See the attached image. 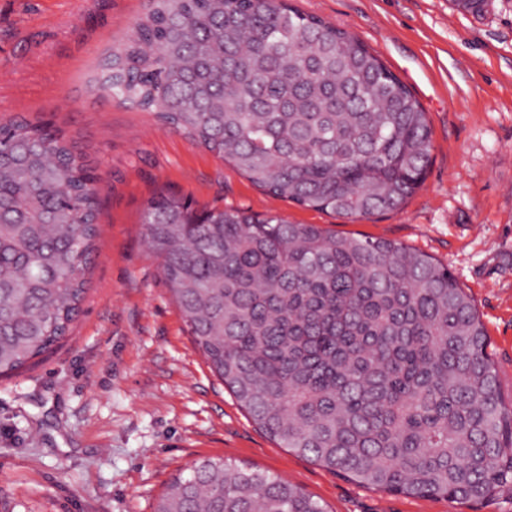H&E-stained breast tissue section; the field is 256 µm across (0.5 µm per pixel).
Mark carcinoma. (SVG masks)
<instances>
[{
    "mask_svg": "<svg viewBox=\"0 0 512 512\" xmlns=\"http://www.w3.org/2000/svg\"><path fill=\"white\" fill-rule=\"evenodd\" d=\"M100 88L270 195L399 209L432 150L418 99L358 38L284 0H149ZM0 376L59 343L100 235L66 132L0 122ZM145 236L194 344L278 444L370 488L461 502L512 487V395L470 295L391 241L160 191ZM156 512H328L269 471L205 459Z\"/></svg>",
    "mask_w": 512,
    "mask_h": 512,
    "instance_id": "1",
    "label": "carcinoma"
}]
</instances>
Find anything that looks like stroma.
Returning <instances> with one entry per match:
<instances>
[{"mask_svg": "<svg viewBox=\"0 0 512 512\" xmlns=\"http://www.w3.org/2000/svg\"><path fill=\"white\" fill-rule=\"evenodd\" d=\"M364 42L428 114L433 149L401 209L351 218L276 198L99 90L100 62L147 0H0V120L63 128L96 166L100 236L70 336L0 378V512H153L179 474L224 458L277 474L328 512H512V489L460 503L378 491L282 448L194 346L141 222L161 191L388 240L448 267L512 392V0H290Z\"/></svg>", "mask_w": 512, "mask_h": 512, "instance_id": "35a3bbf8", "label": "stroma"}]
</instances>
